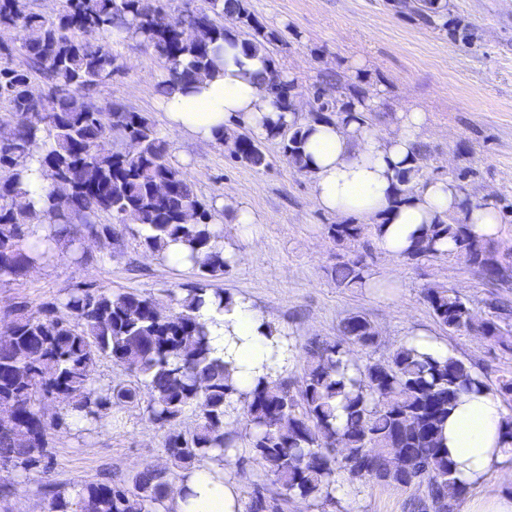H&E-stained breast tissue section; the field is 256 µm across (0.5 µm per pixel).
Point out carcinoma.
<instances>
[{
    "label": "carcinoma",
    "instance_id": "carcinoma-1",
    "mask_svg": "<svg viewBox=\"0 0 512 512\" xmlns=\"http://www.w3.org/2000/svg\"><path fill=\"white\" fill-rule=\"evenodd\" d=\"M445 0H411L403 13L424 26L452 35ZM196 36L186 39L183 32ZM19 30V41L0 42V104L9 110L10 142L0 146V282L18 281L36 263L94 232L105 246L129 228L139 245L161 260L172 244L185 248L197 279L165 290V299L136 289L76 288L60 303L36 312L19 304L0 328L11 336L0 343V406L13 413L0 422V464L26 479L36 468L50 470V431L86 430L112 409L143 407L164 430L169 464L127 475L103 474L71 495L54 483L40 493L44 512H159L167 490L182 474L212 461L224 467L252 461L277 492L253 489L247 512H286L288 503H336V482L373 481L426 486L418 512H455L466 495L454 478V463L442 447L441 430L464 389L491 388L457 357L437 359L404 344L384 363L360 364L352 347L376 344L375 329L360 314L345 317L337 342L299 347L278 329L273 345L302 355L297 390L288 379L258 377L252 390L236 387L231 364L215 349L198 310L209 299L217 307L235 294L214 287L231 265L224 261L222 230L193 183L172 159L169 145L148 112L119 101H98L101 88L126 69L115 49L133 42L151 52L176 86L200 82L216 71L226 41L240 40L245 53H263L284 42L251 12L248 0H203L193 8H171L170 0H65L54 16L34 11L23 0H0V31ZM19 56L22 64H13ZM273 104L282 112L306 102L309 123L344 120L360 113L373 125L379 107L373 95L340 72L320 76L308 93L277 66L266 77ZM279 140L284 160L305 173L302 127L281 126L267 135ZM227 151L233 161L255 170L270 166L260 140L241 133ZM48 181L43 207L28 201V164ZM188 210L196 224L183 223ZM108 223H103L102 218ZM377 224H331L336 245L356 242ZM455 252L439 248L445 239ZM451 255L491 283L512 281V256L491 242L471 237L455 217L430 224L406 251L405 259ZM336 285L362 288L369 276L361 256L329 270ZM425 301L439 326L450 334L478 331L505 344L501 326L476 315L452 288H428ZM64 308L67 315L59 313ZM107 360L133 380L108 389L95 385ZM344 421L338 422L336 411ZM194 424L181 428L187 414ZM244 435L230 438L229 419Z\"/></svg>",
    "mask_w": 512,
    "mask_h": 512
}]
</instances>
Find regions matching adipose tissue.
<instances>
[{
	"label": "adipose tissue",
	"mask_w": 512,
	"mask_h": 512,
	"mask_svg": "<svg viewBox=\"0 0 512 512\" xmlns=\"http://www.w3.org/2000/svg\"><path fill=\"white\" fill-rule=\"evenodd\" d=\"M269 68L264 55L246 54L240 46L225 44L213 78L162 98L167 130L213 141L238 122L262 136L280 122H293V113H280L267 93L264 78ZM425 123V113L414 109L397 113L391 135L356 120L318 123L308 133L307 173L317 207L380 225L377 242L395 261L402 259L424 226L449 214L459 218L471 236L486 241L500 237L502 219L493 200L476 201L452 180L414 174L418 133ZM198 314L213 325L214 348L230 350L234 382L240 390L254 387L260 366L274 375L286 369L288 353L269 347V319L250 300L235 297L221 312L207 302ZM507 417L500 396L487 389L462 395L448 415L443 442L456 465L458 486L469 491L462 512H512L510 491L472 493L491 476L512 479ZM165 508L167 512H242L235 485L213 462L186 472L166 498Z\"/></svg>",
	"instance_id": "ef3b65f1"
}]
</instances>
